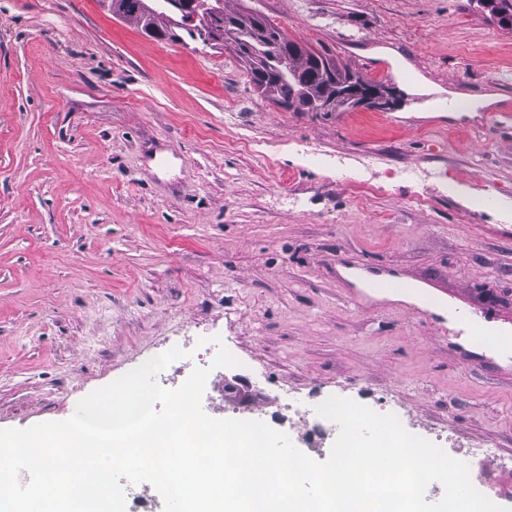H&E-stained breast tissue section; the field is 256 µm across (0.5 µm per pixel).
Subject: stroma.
<instances>
[{"instance_id":"35a3bbf8","label":"stroma","mask_w":512,"mask_h":512,"mask_svg":"<svg viewBox=\"0 0 512 512\" xmlns=\"http://www.w3.org/2000/svg\"><path fill=\"white\" fill-rule=\"evenodd\" d=\"M224 7L390 109L286 112L232 48L148 37L101 0H0V429L217 336L239 364L208 379L211 417L387 402L414 435L512 459V361L426 302L512 334V32L473 0ZM347 264L434 287L358 296ZM430 302L433 304V307L439 308L441 310L446 309L448 314L454 316L464 326L466 332L468 333L467 336L475 345H483L488 341L489 336H495L493 334V330L486 325L484 316L460 312L450 303L437 301L433 297L430 298Z\"/></svg>"}]
</instances>
